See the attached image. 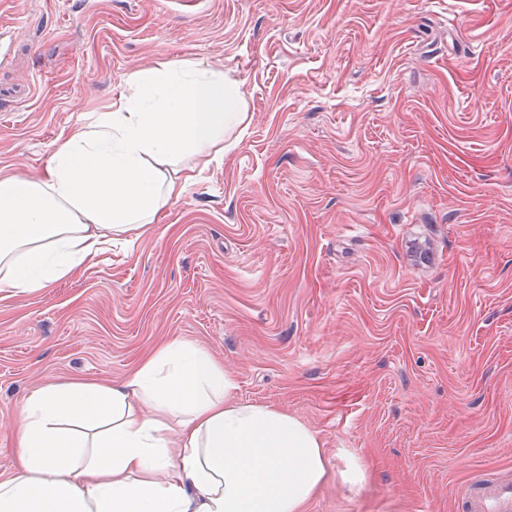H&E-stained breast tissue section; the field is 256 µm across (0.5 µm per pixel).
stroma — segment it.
I'll return each instance as SVG.
<instances>
[{
	"instance_id": "obj_1",
	"label": "stroma",
	"mask_w": 512,
	"mask_h": 512,
	"mask_svg": "<svg viewBox=\"0 0 512 512\" xmlns=\"http://www.w3.org/2000/svg\"><path fill=\"white\" fill-rule=\"evenodd\" d=\"M195 59L245 104L223 162L136 247L0 299V476L32 389L180 338L319 434L304 512H464L512 479V0H0V176Z\"/></svg>"
}]
</instances>
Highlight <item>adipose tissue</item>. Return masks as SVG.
Instances as JSON below:
<instances>
[{"mask_svg":"<svg viewBox=\"0 0 512 512\" xmlns=\"http://www.w3.org/2000/svg\"><path fill=\"white\" fill-rule=\"evenodd\" d=\"M245 119L212 64L129 73L125 92L82 116L44 171L0 178V296L33 294L113 241L133 243L181 196L177 162H220L225 134ZM235 389L215 358L177 339L124 381L33 389L0 512H303L328 475L319 435Z\"/></svg>","mask_w":512,"mask_h":512,"instance_id":"1","label":"adipose tissue"}]
</instances>
